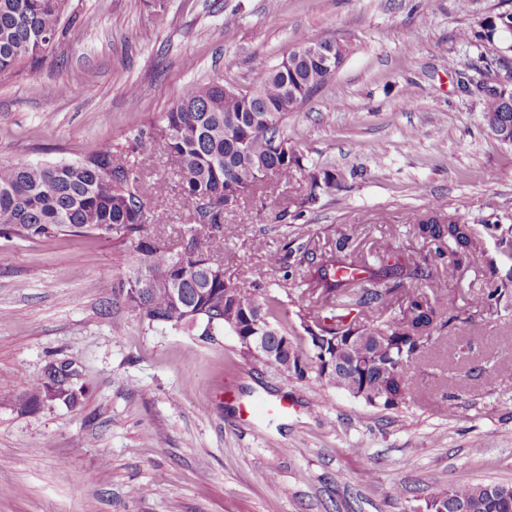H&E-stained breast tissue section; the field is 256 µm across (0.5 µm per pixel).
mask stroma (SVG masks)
Instances as JSON below:
<instances>
[{
  "label": "stroma",
  "instance_id": "1",
  "mask_svg": "<svg viewBox=\"0 0 512 512\" xmlns=\"http://www.w3.org/2000/svg\"><path fill=\"white\" fill-rule=\"evenodd\" d=\"M71 0L74 21L38 62L0 78V160L59 163L108 141L142 186L166 179L150 236L178 249L190 218L159 146L128 152L191 83L241 89L285 50L343 39L341 68L286 121L304 170L269 177L224 212L215 253L234 283L311 291L308 263L347 239L351 262L404 253L434 264L449 310L414 369V394L384 410L329 386L282 382L236 336L142 323L115 297L127 265L96 235L0 238V512H415L436 485L512 483V308L474 306L512 285V258L483 237L449 273L410 214L433 208L475 229L512 226V147L485 128L457 74L478 57L459 34L512 0ZM335 193L297 212L308 172ZM283 264L269 263L271 254ZM69 357L77 406L26 402L27 378ZM491 377L481 376V369ZM287 394L288 415L249 413ZM457 396V412L443 403Z\"/></svg>",
  "mask_w": 512,
  "mask_h": 512
}]
</instances>
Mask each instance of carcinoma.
I'll return each instance as SVG.
<instances>
[{"label":"carcinoma","mask_w":512,"mask_h":512,"mask_svg":"<svg viewBox=\"0 0 512 512\" xmlns=\"http://www.w3.org/2000/svg\"><path fill=\"white\" fill-rule=\"evenodd\" d=\"M70 0H0V76L18 65L35 62L54 48ZM466 44L479 51V73H508L509 81L481 96L486 126L499 125L512 136V57L501 50L512 43V9L482 18L475 28L461 34ZM288 70L266 72L247 96L219 81L192 84L180 99L156 119L149 136H139L131 151L143 150L160 139L180 179L181 203L190 217L184 235L190 238V254L180 261L171 249L146 232L149 224L166 222L164 213L148 208L141 174L114 163L112 143L96 145L71 163L33 164L0 161V237L39 241L59 235L96 233L124 247L122 260L129 274L142 277L139 289L130 280L120 281L117 295L140 320L150 325L176 329L233 332L246 335V318L278 336L288 335V306L306 333L307 349L298 344L280 360L283 381L296 379L330 385L373 407L393 409L410 395L411 376L406 367L430 354L438 343V324L448 310V299L431 292L406 295V306L392 315L400 284L393 288H368L382 280L430 277V272L411 256L377 268L356 266L342 259H329L313 268V292L320 307H333L331 323L310 319L309 303L301 294L272 293L259 282L231 283L211 272L213 242L224 227L225 204L238 201L252 190L259 177L272 171L288 180L303 169L302 155L288 144L285 121L299 111L331 74L300 53L287 49ZM336 177L309 174V191L301 206L317 202L321 194L336 190ZM455 216L437 213L411 216L417 234L437 245H448V272L477 259L478 242L472 228H460ZM498 238L506 254L512 253V227L484 226ZM367 277H361V274ZM182 292L170 295L173 287ZM482 307L512 305V289L503 284L477 299ZM371 308L369 322L349 318L353 311ZM315 330H310L306 322ZM361 341L364 367L350 366L353 357L346 344L350 329ZM82 369L74 360L63 364L52 381L40 376L29 383L28 400L34 405L60 402L73 407L83 393ZM512 486L501 483L437 486L425 503L433 512H453L460 503L466 512H502L497 497Z\"/></svg>","instance_id":"carcinoma-1"}]
</instances>
